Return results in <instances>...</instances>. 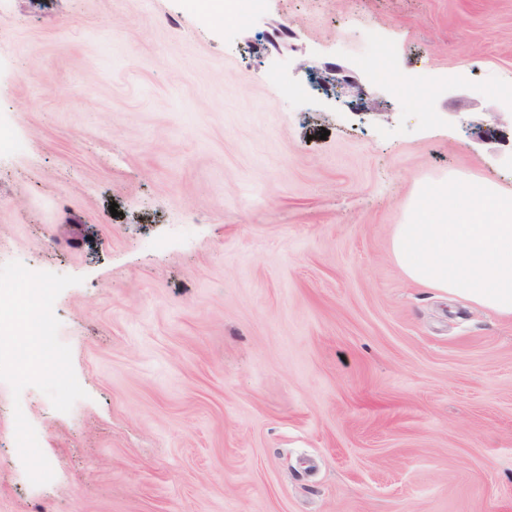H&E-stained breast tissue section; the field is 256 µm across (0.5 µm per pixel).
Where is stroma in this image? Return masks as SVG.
<instances>
[{"label":"stroma","mask_w":512,"mask_h":512,"mask_svg":"<svg viewBox=\"0 0 512 512\" xmlns=\"http://www.w3.org/2000/svg\"><path fill=\"white\" fill-rule=\"evenodd\" d=\"M235 3L0 0V265L81 277L86 392L0 381V512H512V320L391 254L421 183L512 186V0ZM342 71L343 70L338 66H325L324 72H321L322 79L325 83L335 88L337 94L344 93L346 90L349 89H356L358 95L366 96L367 93L362 88V86L358 85L357 83L349 79L350 77H339ZM338 88L339 90H337Z\"/></svg>","instance_id":"35a3bbf8"}]
</instances>
